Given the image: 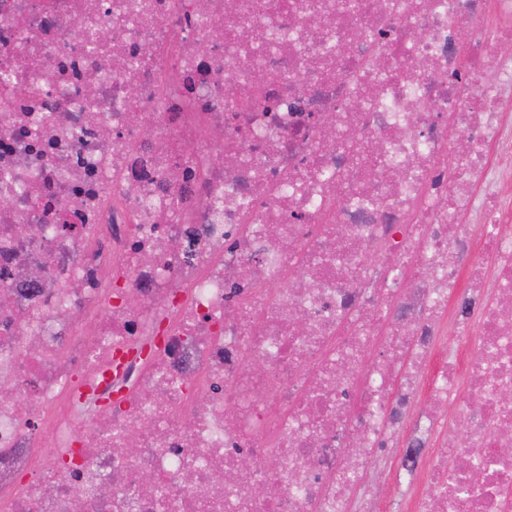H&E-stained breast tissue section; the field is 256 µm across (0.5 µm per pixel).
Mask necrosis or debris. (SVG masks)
I'll use <instances>...</instances> for the list:
<instances>
[{"label": "necrosis or debris", "mask_w": 512, "mask_h": 512, "mask_svg": "<svg viewBox=\"0 0 512 512\" xmlns=\"http://www.w3.org/2000/svg\"><path fill=\"white\" fill-rule=\"evenodd\" d=\"M3 72L0 512H512V0H0ZM370 483L383 485L386 489L384 493L382 508L379 512H401L396 503L398 500L397 493L390 492L386 484V469L382 464H378L372 468L370 474Z\"/></svg>", "instance_id": "obj_1"}]
</instances>
